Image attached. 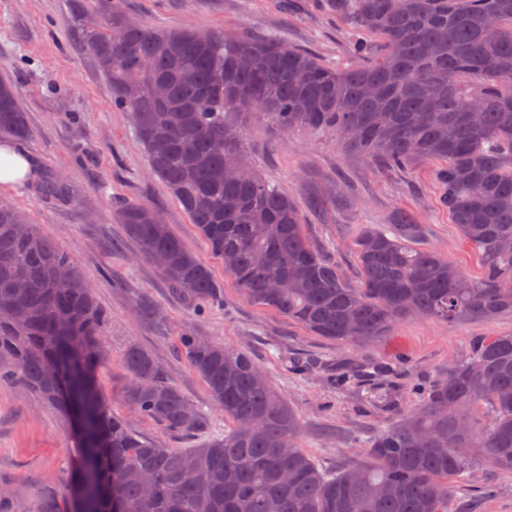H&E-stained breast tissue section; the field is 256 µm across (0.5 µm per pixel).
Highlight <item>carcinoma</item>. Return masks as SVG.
I'll return each instance as SVG.
<instances>
[{
    "label": "carcinoma",
    "mask_w": 512,
    "mask_h": 512,
    "mask_svg": "<svg viewBox=\"0 0 512 512\" xmlns=\"http://www.w3.org/2000/svg\"><path fill=\"white\" fill-rule=\"evenodd\" d=\"M360 59L342 68L250 31L154 29L96 0L104 24L81 30L106 75L112 105L131 112L149 172L224 262L247 298L316 336L366 347L405 320L489 321L512 311V0H330ZM495 29L486 33L484 21ZM168 96L151 93L154 82ZM256 115L276 132L331 131L345 147L393 168L441 163L444 203L481 255L478 282L414 242L422 224H367L356 240L360 271L348 282L304 233L298 203L247 164V131L230 113ZM30 136L15 87L0 80V137ZM224 143L223 151L214 145ZM0 200V383L20 380L68 417L86 416L71 473L85 512H452L457 478L480 448L512 470V334L476 340L468 355L370 437L367 460L328 472L299 445L294 412L252 354L191 333L180 337L194 371L231 428L200 448H162L110 413L97 370L104 318L80 267ZM117 220L173 291L205 306L217 292L208 268L154 208L127 201ZM282 284L270 288L272 281ZM128 404L171 433L206 414L166 378L146 349L125 352ZM490 410L488 420L478 413ZM243 418L263 429L248 434ZM189 459L191 469L182 470Z\"/></svg>",
    "instance_id": "obj_1"
}]
</instances>
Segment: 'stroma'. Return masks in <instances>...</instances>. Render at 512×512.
Here are the masks:
<instances>
[{
	"mask_svg": "<svg viewBox=\"0 0 512 512\" xmlns=\"http://www.w3.org/2000/svg\"><path fill=\"white\" fill-rule=\"evenodd\" d=\"M131 19L164 29L193 25L230 33L249 29L350 64L356 38L337 20L328 0H119ZM75 13L72 0H0V79L13 81L32 136L23 144L37 170L32 182L0 188V198L56 241L94 286L105 315L107 357L97 372L100 394L132 428L167 448H196L223 433V415L179 344L191 333L247 350L276 394L297 415L299 444L329 470L364 462L362 443L386 429L397 410L414 406L426 387L463 358L480 337L512 334V311L488 322L449 324L414 319L367 351L392 369L390 403H369L367 389L336 378L352 365V349L311 334L282 314L254 305L225 275L196 225L151 176L129 113L112 106V93L95 58L78 36L79 18H92L91 0ZM248 127L243 149L263 179L300 204L308 240L357 282L355 241L367 224H393L400 214L425 225L418 247L447 257L472 279L482 275L477 253L451 223L445 188L427 160L396 169L343 147L329 133L298 130L281 137L255 116L229 115ZM136 200L161 212L173 232L209 269L222 295L198 308L172 293L114 216L120 201ZM157 315L140 316L141 304ZM149 350L168 381L209 415L195 433L171 434L136 414L125 400L129 345ZM78 458L68 420L21 381L0 385V489L12 494L9 512L69 508L66 480ZM455 512H512V471H473L462 482Z\"/></svg>",
	"mask_w": 512,
	"mask_h": 512,
	"instance_id": "35a3bbf8",
	"label": "stroma"
}]
</instances>
